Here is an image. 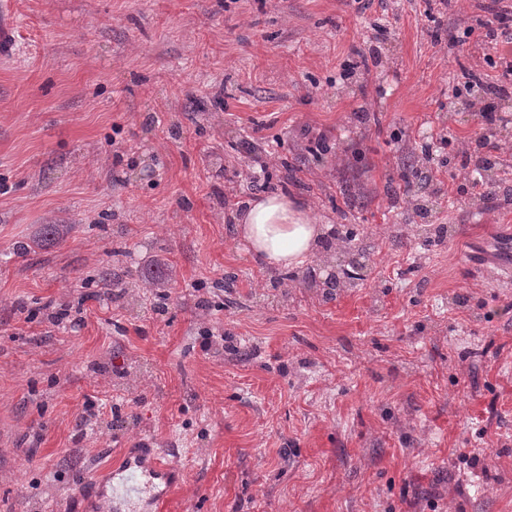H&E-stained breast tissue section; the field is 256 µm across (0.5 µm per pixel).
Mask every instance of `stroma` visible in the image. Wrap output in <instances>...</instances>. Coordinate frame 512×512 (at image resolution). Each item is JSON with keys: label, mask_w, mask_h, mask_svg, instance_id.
<instances>
[{"label": "stroma", "mask_w": 512, "mask_h": 512, "mask_svg": "<svg viewBox=\"0 0 512 512\" xmlns=\"http://www.w3.org/2000/svg\"><path fill=\"white\" fill-rule=\"evenodd\" d=\"M11 2L0 512H97L93 472L145 441L185 470L162 512H512V275L480 255L512 198H473L460 152L492 135L512 187V101L456 94L512 61V0ZM409 157L429 191L391 195ZM263 161L359 230L316 283L236 242ZM70 224H43L32 238V244L37 247H44L59 244L72 231Z\"/></svg>", "instance_id": "35a3bbf8"}]
</instances>
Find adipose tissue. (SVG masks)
I'll return each instance as SVG.
<instances>
[{"mask_svg": "<svg viewBox=\"0 0 512 512\" xmlns=\"http://www.w3.org/2000/svg\"><path fill=\"white\" fill-rule=\"evenodd\" d=\"M233 220L246 250L276 270L302 265L318 251L326 231L308 202L282 192L246 200Z\"/></svg>", "mask_w": 512, "mask_h": 512, "instance_id": "ef3b65f1", "label": "adipose tissue"}]
</instances>
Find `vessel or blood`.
Returning <instances> with one entry per match:
<instances>
[{
    "label": "vessel or blood",
    "instance_id": "1",
    "mask_svg": "<svg viewBox=\"0 0 512 512\" xmlns=\"http://www.w3.org/2000/svg\"><path fill=\"white\" fill-rule=\"evenodd\" d=\"M113 482L104 486L96 482L100 512H121L123 505L138 502L145 512H160L164 497L157 490L158 483L174 487L180 482V470L166 462L150 444L134 451L124 452L112 468Z\"/></svg>",
    "mask_w": 512,
    "mask_h": 512
}]
</instances>
